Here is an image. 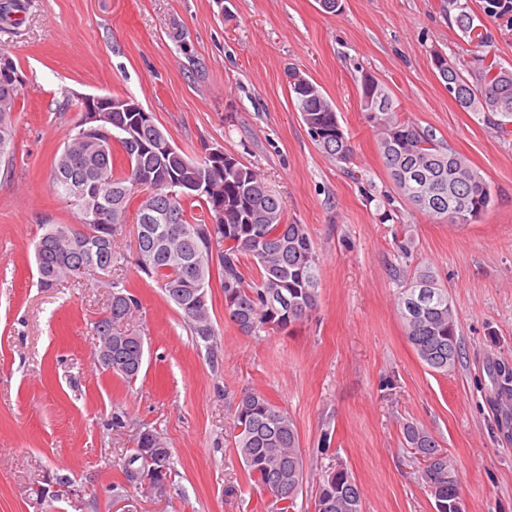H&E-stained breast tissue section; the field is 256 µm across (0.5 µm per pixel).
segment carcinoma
<instances>
[{
	"instance_id": "cac0c4a2",
	"label": "carcinoma",
	"mask_w": 512,
	"mask_h": 512,
	"mask_svg": "<svg viewBox=\"0 0 512 512\" xmlns=\"http://www.w3.org/2000/svg\"><path fill=\"white\" fill-rule=\"evenodd\" d=\"M443 12L453 16L468 42L476 43L485 62L474 63L468 78L454 64L438 75L439 81L461 108L486 114L503 139L512 137V68L492 53V38L476 19L471 0H443ZM24 90L0 88V157L13 153L11 113ZM290 95L318 149L339 163H351L353 146L319 86L308 94L292 86ZM360 108L379 137L385 167L400 195L417 210L441 222L469 224L489 209L491 188L479 171L432 131L401 120L387 88L370 74L362 77ZM136 116L116 114L110 144L88 145L74 133L55 156L53 190L76 208L79 224L45 225L35 243L38 285L51 290L70 278L125 266L127 256L115 231L127 223L137 184L148 182L155 196L138 204L137 223H144L151 201L159 212L172 213L175 222L159 215L148 224L137 241V266L157 282L195 342L215 353L217 331L209 305L215 275L224 308L240 332L255 336L267 327L283 332L303 322L317 306L320 281L307 225L284 223L281 197L230 153H224L219 166L207 156L186 157L173 166L165 151L168 137H158L144 124L135 128ZM199 183L207 189L198 194L193 186ZM197 206L206 210L210 223L195 222ZM98 210L111 212L112 222L96 221ZM394 277L407 341L430 371L448 373L461 353L448 290L428 268L408 276L398 270ZM140 305L125 280H112V375L129 383L143 368L145 344L124 324ZM235 427L236 448L250 478L272 495L275 512H293L303 486L304 459L288 411L258 391H247L237 402ZM403 438L405 447L425 462L422 479L434 512H448V500L461 492L451 457L418 425H404ZM121 467L127 480L131 467L158 469L169 479L171 451L165 437L149 427L140 431ZM362 502L363 491L346 468L338 465L322 473L315 512H362Z\"/></svg>"
}]
</instances>
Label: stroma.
Here are the masks:
<instances>
[{"mask_svg":"<svg viewBox=\"0 0 512 512\" xmlns=\"http://www.w3.org/2000/svg\"><path fill=\"white\" fill-rule=\"evenodd\" d=\"M24 2L18 24L0 27V54L25 79L13 154L0 161V512H271L234 444L247 390L297 425L305 470L294 512H314L332 463L360 485L364 512H433L401 444L407 422L452 454L467 512H512V421L491 403L494 367L512 364V141L436 77L434 52L460 66L471 55L440 0H342L335 13L318 0ZM292 69L332 102L359 178L311 140L290 97ZM366 73L490 184L493 204L476 221L439 224L400 198L360 109ZM77 94L135 98L189 158L221 147L261 174L318 254L311 316L246 336L213 286L209 354L138 271L128 223L117 239L141 302L129 328L146 340L145 363L130 384L105 371L93 323L112 299V274L46 292L34 263L43 223L77 221L52 188L53 157L81 117ZM420 268L435 272L457 313L462 355L445 376L417 357L397 309L394 270ZM117 409L130 418L119 431ZM142 426L172 451L162 497L143 496L118 464ZM55 473L82 490L80 502L36 498Z\"/></svg>","mask_w":512,"mask_h":512,"instance_id":"35a3bbf8","label":"stroma"}]
</instances>
